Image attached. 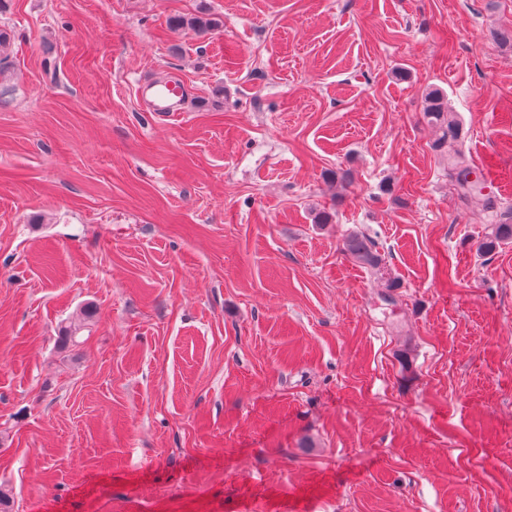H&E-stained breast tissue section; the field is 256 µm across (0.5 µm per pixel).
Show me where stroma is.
I'll return each instance as SVG.
<instances>
[{
	"label": "stroma",
	"instance_id": "obj_1",
	"mask_svg": "<svg viewBox=\"0 0 512 512\" xmlns=\"http://www.w3.org/2000/svg\"><path fill=\"white\" fill-rule=\"evenodd\" d=\"M0 28L13 512H512V243L478 250L512 217V0H10ZM172 77L181 111H146ZM435 88L497 212L449 179ZM424 113L429 121L443 129L442 146L448 139L455 140L458 137V127L455 119L448 109V103L438 90H430L424 96ZM345 251L358 263L366 265L378 273L381 271L382 258L375 244L362 235H351L344 243Z\"/></svg>",
	"mask_w": 512,
	"mask_h": 512
}]
</instances>
